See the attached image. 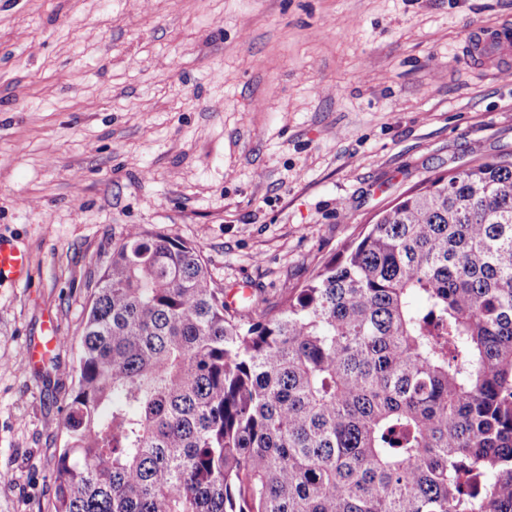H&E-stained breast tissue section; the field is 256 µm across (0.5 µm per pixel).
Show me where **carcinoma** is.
Returning <instances> with one entry per match:
<instances>
[{
	"label": "carcinoma",
	"instance_id": "carcinoma-1",
	"mask_svg": "<svg viewBox=\"0 0 512 512\" xmlns=\"http://www.w3.org/2000/svg\"><path fill=\"white\" fill-rule=\"evenodd\" d=\"M77 372L55 512H512V161L403 194L270 311L131 228Z\"/></svg>",
	"mask_w": 512,
	"mask_h": 512
}]
</instances>
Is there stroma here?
Wrapping results in <instances>:
<instances>
[{"instance_id":"35a3bbf8","label":"stroma","mask_w":512,"mask_h":512,"mask_svg":"<svg viewBox=\"0 0 512 512\" xmlns=\"http://www.w3.org/2000/svg\"><path fill=\"white\" fill-rule=\"evenodd\" d=\"M512 0H0V512H53L93 281L131 226L265 309L426 179L512 158ZM66 337L39 368L46 321ZM28 274V258L25 252L9 241L0 238V278L23 281Z\"/></svg>"}]
</instances>
